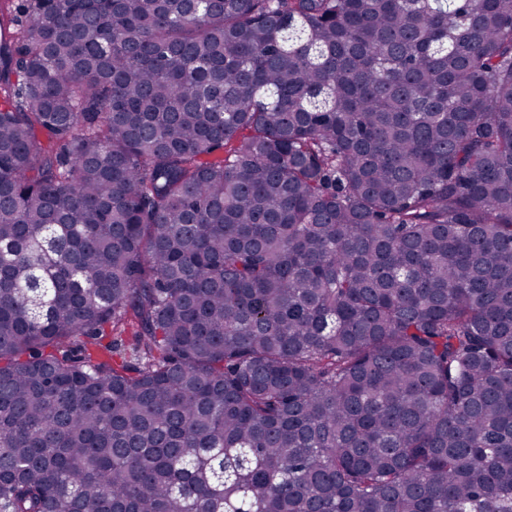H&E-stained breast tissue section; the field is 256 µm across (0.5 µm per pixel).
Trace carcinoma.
<instances>
[{"label": "carcinoma", "mask_w": 512, "mask_h": 512, "mask_svg": "<svg viewBox=\"0 0 512 512\" xmlns=\"http://www.w3.org/2000/svg\"><path fill=\"white\" fill-rule=\"evenodd\" d=\"M6 15L0 512H512V0Z\"/></svg>", "instance_id": "obj_1"}]
</instances>
